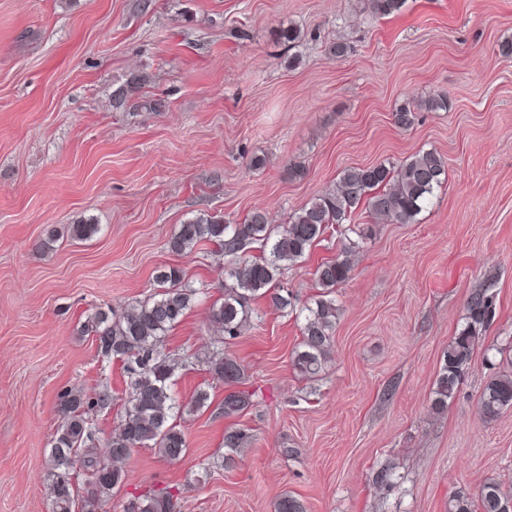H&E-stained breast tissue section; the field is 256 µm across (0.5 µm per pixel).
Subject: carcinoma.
<instances>
[{"mask_svg":"<svg viewBox=\"0 0 512 512\" xmlns=\"http://www.w3.org/2000/svg\"><path fill=\"white\" fill-rule=\"evenodd\" d=\"M379 15H391L405 0H368ZM446 164L434 151H419L398 165L379 163L344 170L336 185L311 199L288 217V223L269 224L267 213L252 211L237 224H226L215 216L200 215L180 224L168 241L173 253L192 250L202 241L216 245L224 256L227 281L222 302L212 307L211 320L220 325L223 336L216 340L204 364L211 376L228 383L245 377L242 364L224 353V343L241 336L250 324L254 309L250 302L265 298L279 310L292 306V296L284 293L279 277L284 267L304 257L312 244L333 224H342L362 200L369 213L397 224H408L430 203L435 191L444 184ZM98 225L79 222L70 225L72 238L87 240ZM260 245L265 253L246 256L251 245ZM359 242L347 239L334 259L319 264L314 272L321 292L314 303L304 307L306 314L301 344L292 364L301 375H317L331 357L333 330L339 308L332 293L352 275V256ZM157 290L147 299L117 314L97 310L85 328L93 333L101 352L124 361L127 400L124 422L119 433L107 441V452L97 453L96 429L86 410H105L112 405V393L105 389L92 400L65 390L58 397L61 416L50 451L49 468L44 480L52 490V512H100L102 503L124 485L126 472L118 465L139 447H152L165 458L181 459L187 449L184 433L176 423L180 405L172 393L175 372L182 367L176 358L163 351L169 331L191 306L199 290L183 283L179 271L171 268L156 276ZM495 305L483 291L473 293L467 302L466 324L448 343L443 365L433 391L431 405L440 410L453 398L464 368L470 363L479 333L492 320ZM254 393L234 392L224 399V413L237 412L251 403ZM482 416L493 421L512 409V372H503L488 381L480 395ZM246 441L241 430L224 434L223 465L234 463V453ZM81 461L88 472L83 484L72 481L74 464ZM174 495L169 488H151L130 502L124 512H173ZM507 502L499 482L488 479L479 488L477 498L464 492L448 500V512H502Z\"/></svg>","mask_w":512,"mask_h":512,"instance_id":"1","label":"carcinoma"}]
</instances>
